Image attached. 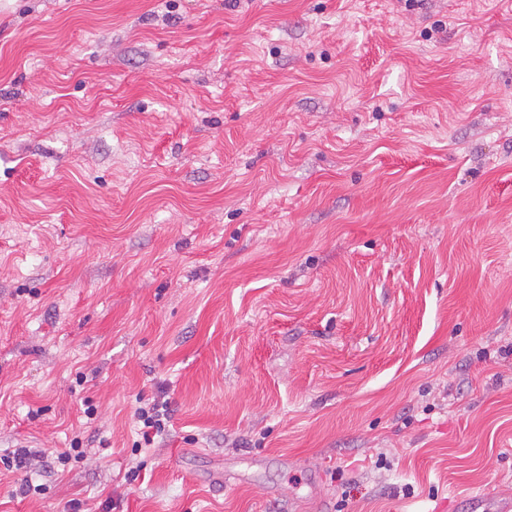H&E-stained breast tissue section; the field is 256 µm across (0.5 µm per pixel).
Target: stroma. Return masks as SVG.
Instances as JSON below:
<instances>
[{
    "instance_id": "obj_1",
    "label": "stroma",
    "mask_w": 512,
    "mask_h": 512,
    "mask_svg": "<svg viewBox=\"0 0 512 512\" xmlns=\"http://www.w3.org/2000/svg\"><path fill=\"white\" fill-rule=\"evenodd\" d=\"M22 445L0 512H498L512 0H0ZM137 418L142 423V440L145 447L154 443L155 437L162 436L170 422L169 402L165 399H154L152 403L137 409Z\"/></svg>"
}]
</instances>
